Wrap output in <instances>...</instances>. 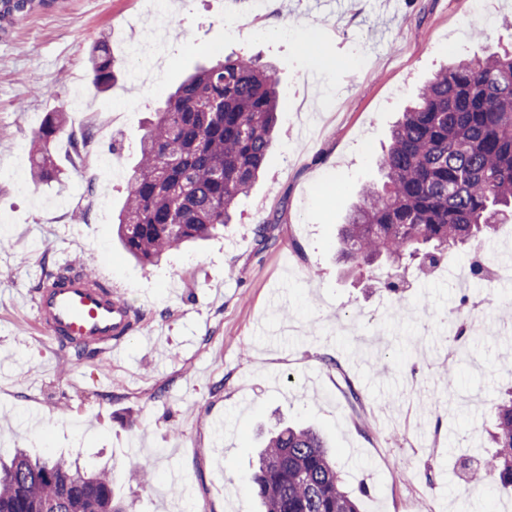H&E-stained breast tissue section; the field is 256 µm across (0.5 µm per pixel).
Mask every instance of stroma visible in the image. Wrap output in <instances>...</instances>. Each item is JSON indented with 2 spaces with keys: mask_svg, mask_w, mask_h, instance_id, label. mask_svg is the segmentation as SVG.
Listing matches in <instances>:
<instances>
[{
  "mask_svg": "<svg viewBox=\"0 0 512 512\" xmlns=\"http://www.w3.org/2000/svg\"><path fill=\"white\" fill-rule=\"evenodd\" d=\"M170 13L145 84L128 79L124 42L150 24V0H59L0 33V456L109 468L132 512H259L244 480L261 438L303 424L334 447L360 512H512V489L468 478L512 387V276L449 287L468 266L460 247L396 295L374 287L378 268L352 276L337 260L338 226L380 181L400 113L447 61L512 44V0L477 13L471 0H171ZM101 42L115 81L85 87L96 143L77 165L71 89ZM233 53L279 78L268 162L223 232L137 264L112 225L142 127L196 67ZM58 111L62 176L37 185L30 136ZM273 215L265 248L256 228ZM64 245L83 268L109 267L138 311L122 356L80 358L34 329L24 297Z\"/></svg>",
  "mask_w": 512,
  "mask_h": 512,
  "instance_id": "obj_1",
  "label": "stroma"
}]
</instances>
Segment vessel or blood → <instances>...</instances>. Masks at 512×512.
<instances>
[{
    "label": "vessel or blood",
    "instance_id": "obj_1",
    "mask_svg": "<svg viewBox=\"0 0 512 512\" xmlns=\"http://www.w3.org/2000/svg\"><path fill=\"white\" fill-rule=\"evenodd\" d=\"M32 317L52 343L77 352L111 356L133 330V309L105 274L84 277L64 261L42 274L29 297Z\"/></svg>",
    "mask_w": 512,
    "mask_h": 512
}]
</instances>
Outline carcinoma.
I'll use <instances>...</instances> for the list:
<instances>
[{
	"instance_id": "cac0c4a2",
	"label": "carcinoma",
	"mask_w": 512,
	"mask_h": 512,
	"mask_svg": "<svg viewBox=\"0 0 512 512\" xmlns=\"http://www.w3.org/2000/svg\"><path fill=\"white\" fill-rule=\"evenodd\" d=\"M55 0H0V31ZM92 84L115 79L109 47H94ZM273 69L245 56L213 61L184 80L139 140V160L118 215L117 238L136 261L157 265L173 249L230 223L237 200L264 168L276 126ZM66 133L59 112L32 131L37 182L53 179L49 144ZM378 165L385 181L367 184L338 235L341 258L363 271L383 259L400 269L423 255L435 267L470 246L471 279L486 265L478 249L512 220V50L460 58L425 85L402 113ZM494 452L475 483L512 487V397L496 406ZM249 491L264 512H359L329 445L311 426L271 433ZM0 512H127L112 471L87 472L64 457L18 451L0 460Z\"/></svg>"
}]
</instances>
